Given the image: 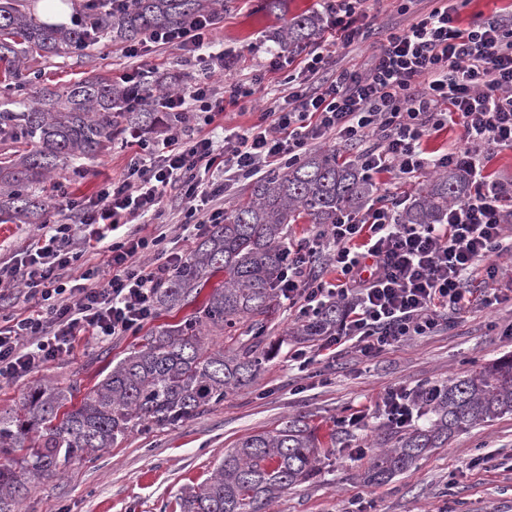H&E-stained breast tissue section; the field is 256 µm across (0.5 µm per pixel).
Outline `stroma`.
Listing matches in <instances>:
<instances>
[{
  "label": "stroma",
  "instance_id": "1",
  "mask_svg": "<svg viewBox=\"0 0 512 512\" xmlns=\"http://www.w3.org/2000/svg\"><path fill=\"white\" fill-rule=\"evenodd\" d=\"M364 38L339 51L336 64L363 70L372 49L393 27L406 23L399 0H368ZM320 13L322 30L333 17L323 0H224V19L213 35L224 53V78L249 89V96L227 106L208 124L189 123L192 132L210 138L215 149L225 139L257 122L264 103L281 97L283 76L268 70L280 46L274 36L300 14ZM171 77L187 86L203 77V66L175 49L150 52L132 62L122 45L101 39L87 49L40 60L43 84L63 89L90 75L120 83L133 65ZM139 145L125 138L92 159L77 160L58 171L43 190L54 194L65 183L72 196H91L103 182L122 175ZM296 311L278 301L264 334L276 354L257 381L230 394L191 419L163 427L139 429L93 461H77L63 474L36 480L19 512H177L182 489L210 477L214 467L241 438L280 427L301 414L319 430L325 459L316 477L289 489L273 512H344L350 499H363L366 512H512V413L459 432L448 445L433 450L416 466L384 484L364 482L362 474L393 431L374 403L393 385L443 386L464 378L494 359L512 354V337L502 329L512 322V302L490 307L473 303L453 323L430 336H417L399 348L367 361L348 351L336 359L299 371L288 350L299 344L293 329ZM139 336L104 342L81 337L71 354L49 361L26 377L0 380V410L19 409L37 384L88 392L101 371L119 360ZM366 411L362 428H337V418Z\"/></svg>",
  "mask_w": 512,
  "mask_h": 512
}]
</instances>
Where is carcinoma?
Here are the masks:
<instances>
[{
	"mask_svg": "<svg viewBox=\"0 0 512 512\" xmlns=\"http://www.w3.org/2000/svg\"><path fill=\"white\" fill-rule=\"evenodd\" d=\"M24 2L0 0V74L8 89L24 76L21 63L29 56L83 51L97 34L117 44L141 41L212 6V0H133L94 8L77 0L83 22L68 27L41 21ZM321 22L318 13L297 15L276 40L290 53L308 43ZM126 98V88L92 75L64 92L35 86L24 101L0 102V143L31 146L0 160V210L34 224L53 207L37 193L51 174L103 152L122 133L163 131L183 120L179 112L153 108L122 112ZM469 184L462 168L439 173L409 198L400 220L443 223L448 203L465 198ZM375 191L358 165L334 150L311 152L254 181L248 199L211 226L156 292L158 309H181L196 304L209 279L223 274L192 317L152 329L78 402L73 389L39 384L20 410L0 411V512H17L33 480L92 461L139 427L190 419L254 383L270 356L261 337L278 298L289 225L334 224L341 212H360ZM342 317V306L330 303L318 317L300 321L294 335L323 336ZM203 329L225 334L231 344L207 346ZM429 411L431 425L394 435L364 481L385 483L456 432L512 412V356L449 381ZM321 462L315 429L306 417L293 416L224 449L206 482L182 489L178 506L180 512H268L288 489L308 482Z\"/></svg>",
	"mask_w": 512,
	"mask_h": 512,
	"instance_id": "1",
	"label": "carcinoma"
}]
</instances>
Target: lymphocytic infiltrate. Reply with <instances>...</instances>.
<instances>
[{
  "label": "lymphocytic infiltrate",
  "instance_id": "lymphocytic-infiltrate-1",
  "mask_svg": "<svg viewBox=\"0 0 512 512\" xmlns=\"http://www.w3.org/2000/svg\"><path fill=\"white\" fill-rule=\"evenodd\" d=\"M366 0H328L334 23L300 61L274 55L272 69H288L282 102L264 108L257 123L234 133L224 152L209 138L176 128L144 145L126 174L96 195L73 198L60 192L64 209L78 213L88 235L75 239L72 227L46 222L39 238L0 263V288L22 285L39 308L0 318V379L26 376L69 353L80 336L104 340L136 334L154 317L155 290L188 255V236L171 233L163 199L178 190L187 206L185 223L195 236L224 221L220 203L228 185L296 162L315 144L336 141L355 147L365 175L399 176L424 170H467L472 192L450 203L441 224H403L404 203L387 192L364 213L338 215L312 241L288 251L277 290L299 315L320 312L329 303L347 309L343 327L320 343L290 350L301 369L323 352L355 349L371 360L416 336H429L471 303L472 275L491 291L484 305L504 301L494 291L512 254V210L502 200L512 187L488 179L482 148H512V15L457 24L470 0H435L404 26L391 29L365 71L335 68L332 49L359 40ZM219 10L175 30H159L152 48H174L207 62L203 80L159 97L168 112L193 105L212 119L224 109L217 83L224 77L223 53L211 52ZM460 127L461 146L442 154L425 141ZM153 224L144 234L138 219ZM101 261L80 265L85 248ZM153 264H144L147 253ZM332 266L338 284L316 273L317 262ZM437 386H392L376 402L397 427L410 425L435 399Z\"/></svg>",
  "mask_w": 512,
  "mask_h": 512
}]
</instances>
